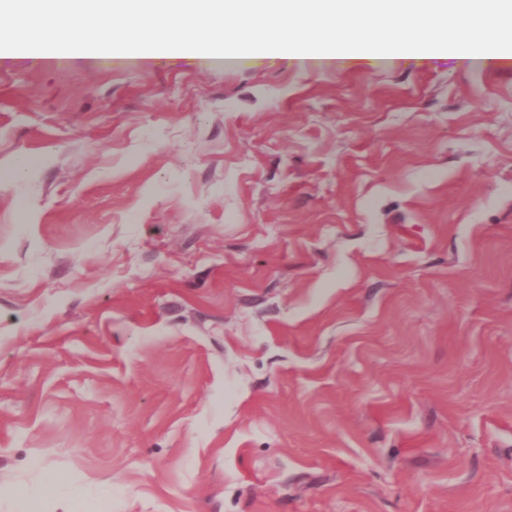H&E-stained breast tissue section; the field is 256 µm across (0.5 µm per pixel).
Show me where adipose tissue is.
I'll return each instance as SVG.
<instances>
[{
	"label": "adipose tissue",
	"instance_id": "obj_1",
	"mask_svg": "<svg viewBox=\"0 0 512 512\" xmlns=\"http://www.w3.org/2000/svg\"><path fill=\"white\" fill-rule=\"evenodd\" d=\"M44 2L12 10L8 23H0L1 46L32 37L26 58L34 63L60 56L72 65L98 64L95 36L114 27L119 33L110 56L130 61L131 30L156 25L164 35L155 59L185 48L200 66L216 56L240 67L283 63L302 70L409 64L427 68L445 58L485 68L512 58L511 24L498 26L489 36L469 23L491 5L487 0H55L73 40L50 49L35 42L46 24ZM428 14L455 19L451 37L426 42L413 31L391 45L373 36L378 27L396 26L401 17L419 22ZM340 18L349 23V36L340 47L332 49L311 38L313 29ZM272 25L278 28L277 37L265 50L246 48L250 29Z\"/></svg>",
	"mask_w": 512,
	"mask_h": 512
}]
</instances>
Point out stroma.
Wrapping results in <instances>:
<instances>
[{"mask_svg":"<svg viewBox=\"0 0 512 512\" xmlns=\"http://www.w3.org/2000/svg\"><path fill=\"white\" fill-rule=\"evenodd\" d=\"M0 512H512V69L0 66Z\"/></svg>","mask_w":512,"mask_h":512,"instance_id":"1","label":"stroma"}]
</instances>
